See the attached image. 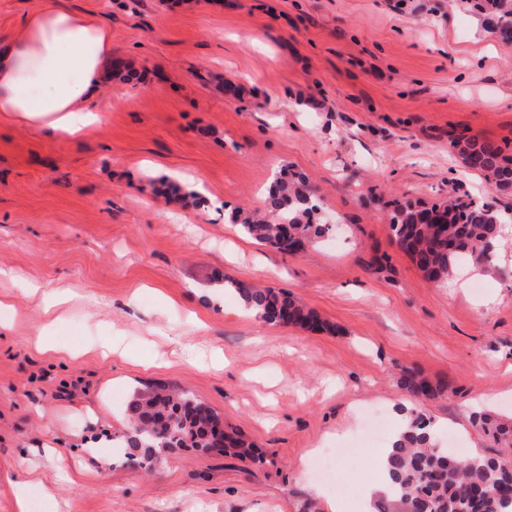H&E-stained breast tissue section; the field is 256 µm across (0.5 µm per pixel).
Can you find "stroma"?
<instances>
[{
  "instance_id": "1",
  "label": "stroma",
  "mask_w": 512,
  "mask_h": 512,
  "mask_svg": "<svg viewBox=\"0 0 512 512\" xmlns=\"http://www.w3.org/2000/svg\"><path fill=\"white\" fill-rule=\"evenodd\" d=\"M112 29L132 80L74 136L0 117V512H307L318 449L382 407L512 455L470 421L512 416V235L425 280L391 203L512 194L449 133L512 145V41L474 0H69ZM305 174L330 230L299 256L245 236L280 172ZM290 292L320 328L239 315L225 278ZM52 350H40L38 337ZM224 356L223 369L211 366ZM444 382L409 396L403 369ZM191 392L265 451L257 467L118 442L135 390ZM107 471L106 481L97 474Z\"/></svg>"
}]
</instances>
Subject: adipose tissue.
<instances>
[{
  "label": "adipose tissue",
  "mask_w": 512,
  "mask_h": 512,
  "mask_svg": "<svg viewBox=\"0 0 512 512\" xmlns=\"http://www.w3.org/2000/svg\"><path fill=\"white\" fill-rule=\"evenodd\" d=\"M112 70V32L96 15L35 0L0 38V115L77 135L99 122Z\"/></svg>",
  "instance_id": "ef3b65f1"
}]
</instances>
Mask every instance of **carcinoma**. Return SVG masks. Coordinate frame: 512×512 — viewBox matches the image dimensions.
<instances>
[{
	"instance_id": "carcinoma-1",
	"label": "carcinoma",
	"mask_w": 512,
	"mask_h": 512,
	"mask_svg": "<svg viewBox=\"0 0 512 512\" xmlns=\"http://www.w3.org/2000/svg\"><path fill=\"white\" fill-rule=\"evenodd\" d=\"M481 8L491 13L502 37L512 38V5L508 0H484ZM449 145L458 149L466 167L481 173L489 185L501 189L512 182V155L492 141L454 137ZM390 229L398 247L431 283H440L468 258L482 256L486 246L500 235L501 216L486 205L450 197L430 207H412L392 202ZM319 206L305 188V178L291 174L270 188L260 214L238 217L242 232L262 246L289 254L286 239L311 245L329 231L317 223ZM224 288L239 295L255 316L269 324L318 328L321 321L289 292L255 288L238 281H224ZM400 385L414 397L439 398L444 386L432 384L414 369H406ZM130 426L122 435L130 458L153 464L157 452L177 449H249L251 443L233 431L217 436L219 416L189 393L157 386L134 395L129 404ZM176 422L166 433V421ZM472 424L496 441L512 444V422L488 413L474 412ZM382 477L388 492L374 503L375 512H512L505 497L512 489V472L494 456L471 454L450 457L437 446L432 422L422 417L410 420L408 430L392 441L386 453Z\"/></svg>"
}]
</instances>
